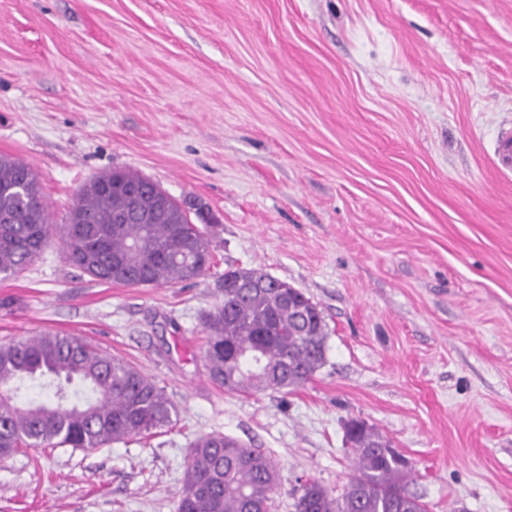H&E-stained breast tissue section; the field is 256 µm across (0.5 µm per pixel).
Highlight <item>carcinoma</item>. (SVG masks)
Returning <instances> with one entry per match:
<instances>
[{
  "mask_svg": "<svg viewBox=\"0 0 512 512\" xmlns=\"http://www.w3.org/2000/svg\"><path fill=\"white\" fill-rule=\"evenodd\" d=\"M123 215L116 220L117 215ZM190 209L152 181L123 169L90 179L62 226L69 263L94 280L172 286L210 270L209 214ZM49 213L36 172L0 154V278L20 275L50 241ZM203 359L213 383L230 393H286L326 362L327 332L317 304L257 268L224 270V303L203 316ZM78 381L90 396L73 401ZM177 407L164 388L124 359L83 340L46 332L0 345V461L21 448H97L149 436L173 423ZM354 473L333 495L315 480L300 485L295 512H427L405 484L409 462L361 421ZM279 490L270 452L221 433L198 437L178 512H269Z\"/></svg>",
  "mask_w": 512,
  "mask_h": 512,
  "instance_id": "carcinoma-1",
  "label": "carcinoma"
}]
</instances>
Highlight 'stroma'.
<instances>
[{
	"label": "stroma",
	"instance_id": "obj_1",
	"mask_svg": "<svg viewBox=\"0 0 512 512\" xmlns=\"http://www.w3.org/2000/svg\"><path fill=\"white\" fill-rule=\"evenodd\" d=\"M512 0H0V154L52 226L121 168L217 222L172 287L104 284L59 236L0 281V344L83 338L163 386L171 426L0 461V512H177L190 444L268 450L341 493L351 421L408 460L429 512H512ZM323 313L325 365L288 393L225 392L202 358L227 266Z\"/></svg>",
	"mask_w": 512,
	"mask_h": 512
}]
</instances>
